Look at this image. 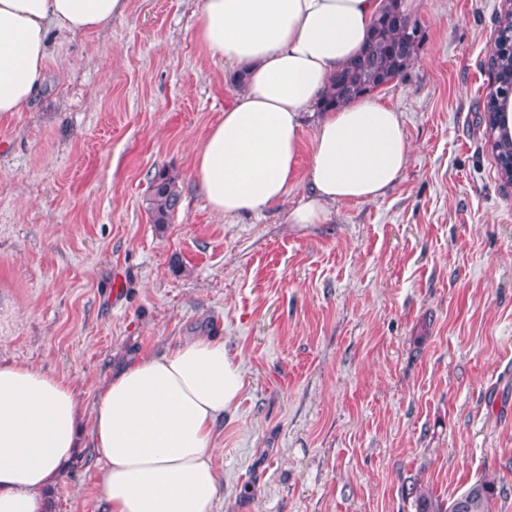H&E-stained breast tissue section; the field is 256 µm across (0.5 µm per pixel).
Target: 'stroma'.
Returning <instances> with one entry per match:
<instances>
[{
	"label": "stroma",
	"mask_w": 512,
	"mask_h": 512,
	"mask_svg": "<svg viewBox=\"0 0 512 512\" xmlns=\"http://www.w3.org/2000/svg\"><path fill=\"white\" fill-rule=\"evenodd\" d=\"M512 0H412L425 33L376 98L409 162L377 200L292 224L212 211L194 153L238 93L197 40L200 0H126L112 24L52 34L46 79L0 117V360L73 383L78 448L55 512H107L91 435L112 371L189 336L244 375L216 426L214 512H415L494 481L512 512V184L483 120ZM161 169L181 201L164 230ZM180 199L177 177L167 170L158 171L152 179L146 198V210L151 223L158 229L169 224Z\"/></svg>",
	"instance_id": "35a3bbf8"
}]
</instances>
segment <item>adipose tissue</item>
I'll list each match as a JSON object with an SVG mask.
<instances>
[{
    "label": "adipose tissue",
    "mask_w": 512,
    "mask_h": 512,
    "mask_svg": "<svg viewBox=\"0 0 512 512\" xmlns=\"http://www.w3.org/2000/svg\"><path fill=\"white\" fill-rule=\"evenodd\" d=\"M381 0H202L197 38L246 80L195 149L194 172L221 216L258 214L298 181L303 120L368 38ZM125 0H0V117L41 88L50 30L108 25ZM401 115L364 96L323 112L309 190L288 214L322 224L336 203L382 197L408 161ZM244 388L223 341L191 336L127 361L103 385L94 445L109 512H213L215 427ZM72 384L30 365H0V512H48L49 491L77 446Z\"/></svg>",
    "instance_id": "obj_1"
}]
</instances>
